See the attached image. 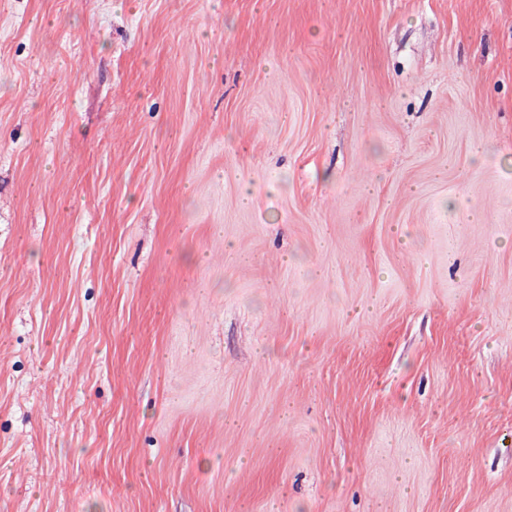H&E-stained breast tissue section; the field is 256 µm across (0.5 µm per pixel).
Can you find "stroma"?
<instances>
[{
    "mask_svg": "<svg viewBox=\"0 0 512 512\" xmlns=\"http://www.w3.org/2000/svg\"><path fill=\"white\" fill-rule=\"evenodd\" d=\"M0 512H512V0H0Z\"/></svg>",
    "mask_w": 512,
    "mask_h": 512,
    "instance_id": "1",
    "label": "stroma"
}]
</instances>
